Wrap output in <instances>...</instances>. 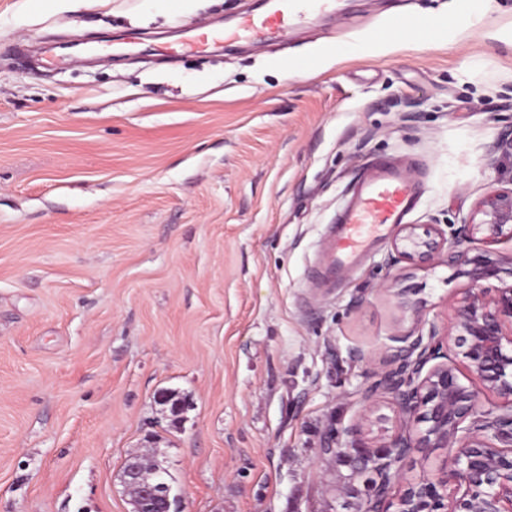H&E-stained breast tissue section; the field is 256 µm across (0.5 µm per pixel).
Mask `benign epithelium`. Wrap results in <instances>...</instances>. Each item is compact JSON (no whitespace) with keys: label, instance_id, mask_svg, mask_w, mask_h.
<instances>
[{"label":"benign epithelium","instance_id":"benign-epithelium-1","mask_svg":"<svg viewBox=\"0 0 512 512\" xmlns=\"http://www.w3.org/2000/svg\"><path fill=\"white\" fill-rule=\"evenodd\" d=\"M406 230L405 246L394 245L387 266L402 259L426 263L445 248L464 267L469 285L453 303L443 333L426 325L423 305L395 293L415 326L389 337L381 371L363 388L362 400L370 405L379 395H390L399 429L375 445L355 441L365 416L345 429L354 438L353 476L365 478L367 485L356 512H512V285L485 287L502 267L470 247L477 233L487 246L512 238V188L489 191L470 222L448 237L436 224L421 235L411 225ZM450 343L461 349L468 372L498 399L492 408L481 409L478 391L462 381L444 351ZM437 448L445 450L439 475L424 476L393 495L404 462ZM341 449L336 427L328 426L321 456L335 457ZM121 482L132 494V512H166L169 495L142 479L139 462L126 464Z\"/></svg>","mask_w":512,"mask_h":512}]
</instances>
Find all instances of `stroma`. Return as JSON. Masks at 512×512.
<instances>
[{
	"label": "stroma",
	"instance_id": "stroma-1",
	"mask_svg": "<svg viewBox=\"0 0 512 512\" xmlns=\"http://www.w3.org/2000/svg\"><path fill=\"white\" fill-rule=\"evenodd\" d=\"M261 0H0V512H130L145 454L171 512H354L349 455L327 426L366 414L371 366L414 320L447 325L469 280L440 253L387 267L375 235L335 285L327 230L377 159L408 165L404 222L467 223L512 186V0L488 26L377 41L394 17L465 0H331L265 40ZM220 48L167 51L188 25ZM89 42L45 66L17 44ZM392 291H385V284ZM173 393L184 408L160 400Z\"/></svg>",
	"mask_w": 512,
	"mask_h": 512
}]
</instances>
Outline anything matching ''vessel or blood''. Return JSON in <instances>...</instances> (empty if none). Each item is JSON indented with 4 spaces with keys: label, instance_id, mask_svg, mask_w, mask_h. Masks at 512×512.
<instances>
[{
    "label": "vessel or blood",
    "instance_id": "b4317fda",
    "mask_svg": "<svg viewBox=\"0 0 512 512\" xmlns=\"http://www.w3.org/2000/svg\"><path fill=\"white\" fill-rule=\"evenodd\" d=\"M315 4L316 0H273L268 12L246 20L244 30L263 35L287 30L293 19ZM414 204L415 192L407 173L386 160H376L329 229L330 261L320 271V278L335 280L337 271L354 261L374 233L401 223Z\"/></svg>",
    "mask_w": 512,
    "mask_h": 512
}]
</instances>
